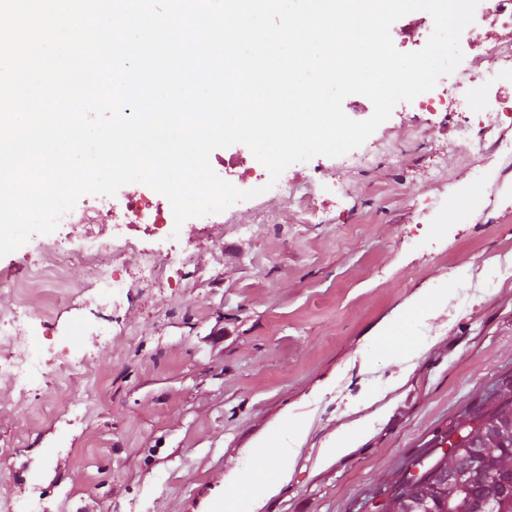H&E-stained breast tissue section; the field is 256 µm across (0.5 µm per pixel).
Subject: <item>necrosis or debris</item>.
I'll return each instance as SVG.
<instances>
[{
	"instance_id": "necrosis-or-debris-1",
	"label": "necrosis or debris",
	"mask_w": 512,
	"mask_h": 512,
	"mask_svg": "<svg viewBox=\"0 0 512 512\" xmlns=\"http://www.w3.org/2000/svg\"><path fill=\"white\" fill-rule=\"evenodd\" d=\"M481 60L482 69L470 72L467 86H436L419 95L412 103L413 109L432 116L457 114L458 131L465 137L476 126H512V100L492 90L494 84L512 75V44L499 43L484 50ZM224 174L237 187H265V202L274 210L280 209L289 190L284 182L269 184L263 166L241 168L234 155L225 157ZM122 198V220L116 224L111 242L101 241L88 230L79 238L57 242L25 276L0 272V288L14 296L13 308L0 313L1 383L23 392L40 375L29 351L30 298L36 288L67 287L63 256L78 258L90 267L91 278L80 292L86 302L101 310L121 305L129 280L162 284L173 265L187 260L186 248L172 236L173 212L163 195L132 189L124 192ZM108 247L118 253L137 252V263L122 271L98 265L101 251Z\"/></svg>"
}]
</instances>
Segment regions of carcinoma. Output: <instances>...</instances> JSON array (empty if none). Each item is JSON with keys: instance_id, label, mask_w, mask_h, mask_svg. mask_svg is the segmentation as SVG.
Returning a JSON list of instances; mask_svg holds the SVG:
<instances>
[{"instance_id": "carcinoma-1", "label": "carcinoma", "mask_w": 512, "mask_h": 512, "mask_svg": "<svg viewBox=\"0 0 512 512\" xmlns=\"http://www.w3.org/2000/svg\"><path fill=\"white\" fill-rule=\"evenodd\" d=\"M498 407L476 417L463 420L459 437L449 442V450L427 463L417 462L419 473L392 486L389 512L418 509L427 502L435 512H483L480 502H498L502 512H512V386L497 399ZM482 454L484 468L458 484L448 476L462 465V459Z\"/></svg>"}]
</instances>
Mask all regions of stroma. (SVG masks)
Wrapping results in <instances>:
<instances>
[{
	"label": "stroma",
	"instance_id": "1",
	"mask_svg": "<svg viewBox=\"0 0 512 512\" xmlns=\"http://www.w3.org/2000/svg\"><path fill=\"white\" fill-rule=\"evenodd\" d=\"M502 127L467 139L455 120L421 121L398 103L363 144L365 165L317 156L282 174L323 188L324 218L294 224L262 197L183 225L193 248L168 283H133L99 313L76 290L33 291L84 357L83 417L66 425L53 394L0 385V512L40 494L47 512H209L224 476L276 445L285 412L309 418L287 485L260 512H377L391 485L435 452L465 414L512 384V166ZM448 201L446 223L423 201ZM408 309L418 357L368 336ZM106 324L104 336L90 329ZM370 435L329 465L318 451L353 418Z\"/></svg>",
	"mask_w": 512,
	"mask_h": 512
}]
</instances>
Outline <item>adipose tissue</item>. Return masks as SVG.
<instances>
[{
  "mask_svg": "<svg viewBox=\"0 0 512 512\" xmlns=\"http://www.w3.org/2000/svg\"><path fill=\"white\" fill-rule=\"evenodd\" d=\"M287 443L277 454H269L264 440H256L250 450L252 459L259 461L257 479L261 487L260 493L247 490L241 491L230 512H258L265 498L277 494L287 483L289 472L293 466L297 448L307 430L304 421L293 415H285L277 425Z\"/></svg>",
  "mask_w": 512,
  "mask_h": 512,
  "instance_id": "1",
  "label": "adipose tissue"
}]
</instances>
